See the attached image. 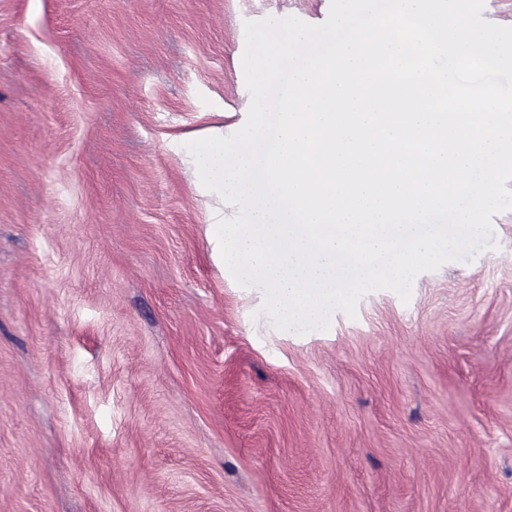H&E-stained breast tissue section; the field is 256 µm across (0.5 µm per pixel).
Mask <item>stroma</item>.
<instances>
[{"mask_svg":"<svg viewBox=\"0 0 512 512\" xmlns=\"http://www.w3.org/2000/svg\"><path fill=\"white\" fill-rule=\"evenodd\" d=\"M329 10L0 0V512H512V210L306 334L212 260L185 145Z\"/></svg>","mask_w":512,"mask_h":512,"instance_id":"stroma-1","label":"stroma"}]
</instances>
